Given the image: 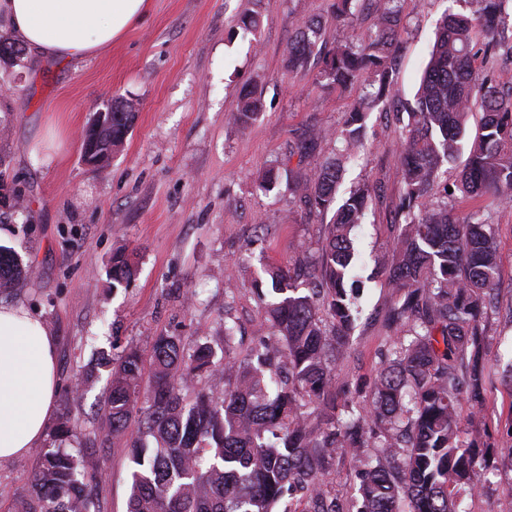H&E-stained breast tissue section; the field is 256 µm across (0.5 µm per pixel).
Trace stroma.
<instances>
[{"instance_id": "obj_1", "label": "stroma", "mask_w": 512, "mask_h": 512, "mask_svg": "<svg viewBox=\"0 0 512 512\" xmlns=\"http://www.w3.org/2000/svg\"><path fill=\"white\" fill-rule=\"evenodd\" d=\"M470 12V0H402L398 52L389 99L371 112L364 147L348 157L337 201L365 185L372 201L354 231L363 264V314L347 352L334 363L337 385L369 394L390 332L384 312L390 246L400 231L403 197L398 156L404 125L393 103L413 102L446 10ZM253 15L256 33L240 18ZM322 23L320 44L357 40L372 11L337 22L332 0H151L147 14L103 55L78 63L39 60L25 53L0 59V168L16 191L0 190V245L30 260L34 274L0 303L26 308L48 326L56 345L57 393L49 428L72 418L80 437L72 449L93 463L86 490L98 512H126L132 464L129 438L101 418L110 376L100 370L81 386L85 365L105 352L148 350L154 336H179L220 347L225 322L235 323L243 348L270 337L254 290L269 265L288 267L316 251L331 213L309 212L291 189L295 178L332 161L342 116L366 84L337 89L320 79L321 56L301 73L287 68L298 25ZM258 88L264 107L248 125L234 111L240 91ZM136 105L124 144L105 168L87 166L80 131L106 100ZM319 131L315 150L299 156L302 133ZM282 174L264 191L258 176ZM500 277L497 309L484 321L486 358L512 360V203L493 209ZM135 252L138 272L113 287L112 256ZM476 409L461 402L464 426L490 444L495 475L466 498V512H512V385L486 390ZM37 452L0 463V512H16L31 497ZM356 457L336 459L324 493L344 512L356 503Z\"/></svg>"}]
</instances>
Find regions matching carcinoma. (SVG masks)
Masks as SVG:
<instances>
[{
    "instance_id": "carcinoma-1",
    "label": "carcinoma",
    "mask_w": 512,
    "mask_h": 512,
    "mask_svg": "<svg viewBox=\"0 0 512 512\" xmlns=\"http://www.w3.org/2000/svg\"><path fill=\"white\" fill-rule=\"evenodd\" d=\"M378 2L376 22L359 42H338L320 77L347 88L363 75L377 91L344 113L343 152L357 153L368 113L391 82L388 61L396 50L400 0H336V20H352ZM470 14L447 12L440 20L429 59L408 116L399 164L404 185L402 230L391 252L389 284L394 294L384 322L398 335L373 380L369 398H339L330 353H343L360 310L356 303L353 232L369 206L365 187L336 210L318 247V261L305 286L280 266L265 270L271 292L257 285L267 322L281 345L262 340L242 352L235 325L224 322V362L206 343L187 347L160 334L151 343L153 391L137 406L144 370L139 349L119 362L103 354L97 367L111 369L103 419L118 435H133L127 512H274L284 498L309 500L313 512H342L323 501L325 472L341 454L367 457L357 474L358 512H458L478 490L485 458L478 439L460 420L466 396L478 408L498 378L512 379V362L487 364L481 315L496 306L499 269L495 225L488 200L512 201V95L505 96L490 71H478V53L512 56V42L496 39L512 28V0H471ZM487 35L476 49L472 32ZM321 24L302 22L288 46V70L307 68L321 38ZM262 109L255 89L243 88L236 106L246 125ZM480 113L476 128L472 113ZM132 102L108 113L82 146L97 145L104 163L129 135ZM468 151L458 178H443L444 166ZM340 162L316 170L294 191L323 211L336 199ZM468 211L458 216L448 199ZM33 266L0 246V293L31 278ZM131 255L112 258V280L129 283ZM327 306L332 331L322 325ZM224 365V393L184 392L211 367ZM65 420L39 449L32 503L21 512H91L84 474L87 457L59 442L75 436Z\"/></svg>"
}]
</instances>
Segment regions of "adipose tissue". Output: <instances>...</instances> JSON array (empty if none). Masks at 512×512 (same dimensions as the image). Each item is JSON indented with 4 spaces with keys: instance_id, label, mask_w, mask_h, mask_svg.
I'll list each match as a JSON object with an SVG mask.
<instances>
[{
    "instance_id": "obj_1",
    "label": "adipose tissue",
    "mask_w": 512,
    "mask_h": 512,
    "mask_svg": "<svg viewBox=\"0 0 512 512\" xmlns=\"http://www.w3.org/2000/svg\"><path fill=\"white\" fill-rule=\"evenodd\" d=\"M149 0H0V21L41 57L79 62L106 52L148 12ZM48 328L0 306V462L41 442L55 396Z\"/></svg>"
}]
</instances>
